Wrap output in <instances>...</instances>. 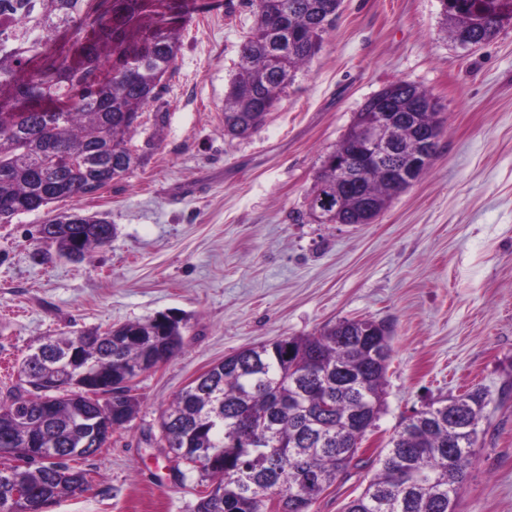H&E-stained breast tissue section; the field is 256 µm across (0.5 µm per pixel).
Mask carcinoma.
<instances>
[{"mask_svg": "<svg viewBox=\"0 0 512 512\" xmlns=\"http://www.w3.org/2000/svg\"><path fill=\"white\" fill-rule=\"evenodd\" d=\"M340 0H248L254 24L239 46V66L224 99V134L248 138L279 95L320 51L336 26ZM453 39L477 44L512 16V0H441ZM197 0H0L14 27L0 39V223L56 202L71 208L39 225L38 240L82 261L112 241L108 220L78 203L122 180L145 155L132 141L158 100L181 46L182 17ZM392 109L397 145L382 168L362 170L347 130L325 158L308 197L323 224H370L403 191L387 179L417 154L433 113L405 119L421 89L405 82ZM355 172L341 180L336 157ZM180 319L154 317L103 332L49 337L25 357L0 402V512L30 494L31 512L78 491L87 473L71 462L95 454L138 411L125 382L175 357L184 346ZM392 329L367 333L344 319L307 336H291L227 356L181 390L160 414L159 439L176 461L215 480L194 512H310L319 496L365 469L371 478L345 512H448L466 479L487 394L474 388L442 397L404 418L384 448L363 458L362 441L384 408ZM83 343L70 364L65 350ZM87 371L112 393V417L86 442L91 398L71 382Z\"/></svg>", "mask_w": 512, "mask_h": 512, "instance_id": "1", "label": "carcinoma"}]
</instances>
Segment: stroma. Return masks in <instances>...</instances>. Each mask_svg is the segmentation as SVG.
Returning <instances> with one entry per match:
<instances>
[{
	"instance_id": "35a3bbf8",
	"label": "stroma",
	"mask_w": 512,
	"mask_h": 512,
	"mask_svg": "<svg viewBox=\"0 0 512 512\" xmlns=\"http://www.w3.org/2000/svg\"><path fill=\"white\" fill-rule=\"evenodd\" d=\"M186 15L160 90L163 128L134 138L144 162L84 198L117 227L72 262L35 259L54 203L0 223V391L46 337L184 318L183 350L137 380L139 409L100 454L85 491L45 512H194L198 471L177 473L159 416L228 355L343 319L391 323L385 408L363 443L441 396L488 399L455 512H512V25L465 51L440 0H343L340 18L250 137L224 134V96L253 25L246 0ZM447 116L428 169L371 224H322L308 194L363 104L391 82Z\"/></svg>"
}]
</instances>
